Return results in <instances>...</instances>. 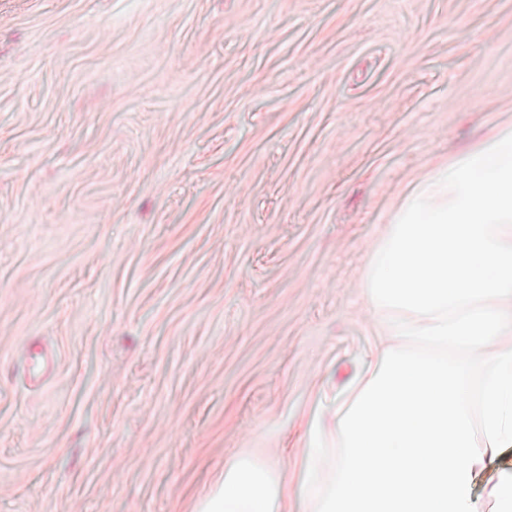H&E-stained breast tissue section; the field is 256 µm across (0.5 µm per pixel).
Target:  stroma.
<instances>
[{
	"label": "stroma",
	"instance_id": "stroma-1",
	"mask_svg": "<svg viewBox=\"0 0 512 512\" xmlns=\"http://www.w3.org/2000/svg\"><path fill=\"white\" fill-rule=\"evenodd\" d=\"M512 128V0H0V512H288L408 191ZM278 490L268 473L236 462L224 468V480L200 501L198 512H282L275 503Z\"/></svg>",
	"mask_w": 512,
	"mask_h": 512
}]
</instances>
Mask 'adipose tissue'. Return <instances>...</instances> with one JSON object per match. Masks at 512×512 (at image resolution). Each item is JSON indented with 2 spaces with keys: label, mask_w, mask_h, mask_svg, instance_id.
<instances>
[{
  "label": "adipose tissue",
  "mask_w": 512,
  "mask_h": 512,
  "mask_svg": "<svg viewBox=\"0 0 512 512\" xmlns=\"http://www.w3.org/2000/svg\"><path fill=\"white\" fill-rule=\"evenodd\" d=\"M277 497L265 470L236 462L226 467L223 480L200 501L197 512H277Z\"/></svg>",
  "instance_id": "obj_1"
}]
</instances>
